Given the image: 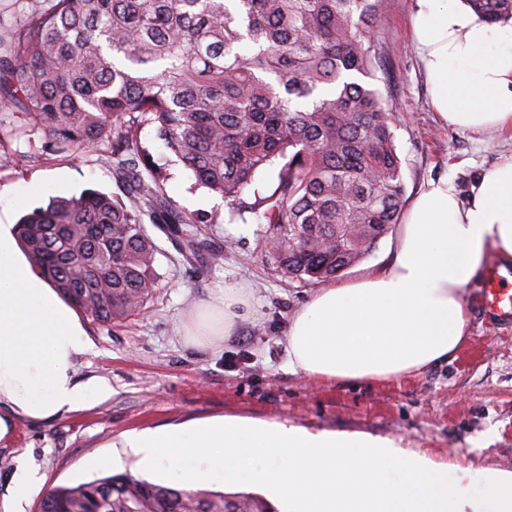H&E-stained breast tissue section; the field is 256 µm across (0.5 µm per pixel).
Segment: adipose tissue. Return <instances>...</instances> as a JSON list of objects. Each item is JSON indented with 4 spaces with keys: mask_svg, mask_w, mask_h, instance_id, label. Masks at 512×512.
<instances>
[{
    "mask_svg": "<svg viewBox=\"0 0 512 512\" xmlns=\"http://www.w3.org/2000/svg\"><path fill=\"white\" fill-rule=\"evenodd\" d=\"M411 35L446 124L512 129V22L487 24L454 0H416ZM493 252L512 257V159L483 171L466 205L452 181L431 183L387 264L317 289L293 316L289 366L325 381H372L448 359L466 337L463 290ZM237 300L202 304L186 323L188 341L220 348ZM90 349L78 316L30 267L15 225L0 220V407L44 420L106 399L105 382L74 378L76 358Z\"/></svg>",
    "mask_w": 512,
    "mask_h": 512,
    "instance_id": "ef3b65f1",
    "label": "adipose tissue"
}]
</instances>
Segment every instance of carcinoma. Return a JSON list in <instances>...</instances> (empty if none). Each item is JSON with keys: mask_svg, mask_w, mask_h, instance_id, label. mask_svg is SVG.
<instances>
[{"mask_svg": "<svg viewBox=\"0 0 512 512\" xmlns=\"http://www.w3.org/2000/svg\"><path fill=\"white\" fill-rule=\"evenodd\" d=\"M489 24L512 0H466ZM387 0H32L0 14V123L43 133L70 156L111 149L120 195L86 189L23 215L31 267L92 320L145 311L161 248L143 217L179 240L187 262L223 255L168 200L160 167L139 146L147 122L196 183L239 216L265 221L278 267L304 283L336 278L397 223L404 184L389 103L374 77ZM280 162L267 193L241 201ZM363 246L336 250L342 225ZM38 512H270L247 494L174 489L129 472L51 488Z\"/></svg>", "mask_w": 512, "mask_h": 512, "instance_id": "cac0c4a2", "label": "carcinoma"}]
</instances>
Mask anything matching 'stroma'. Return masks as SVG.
<instances>
[{"label": "stroma", "instance_id": "35a3bbf8", "mask_svg": "<svg viewBox=\"0 0 512 512\" xmlns=\"http://www.w3.org/2000/svg\"><path fill=\"white\" fill-rule=\"evenodd\" d=\"M413 10L414 0H389L375 33L384 49L375 85L394 102L403 204L442 178L467 202L482 171L512 158V130L474 134L441 121L411 41ZM162 174L175 207L210 216L199 230L224 261L184 262L178 242L155 232L161 279L146 312L115 327L82 320L92 348L77 358L76 377L105 380L110 396L50 420H15L0 439V512L22 465L37 467L45 491L112 473L138 477L127 434L223 417L365 433L452 470L512 471V327L493 325L478 307L482 279L465 289L468 333L449 359L398 379H315L292 371L285 350L288 324L314 285L277 268L255 215L240 219L181 163H166ZM86 189L120 190L105 147L58 157L44 153L40 133L0 126V209L11 221ZM238 283L247 293L220 350L190 345L179 332L183 316Z\"/></svg>", "mask_w": 512, "mask_h": 512}]
</instances>
